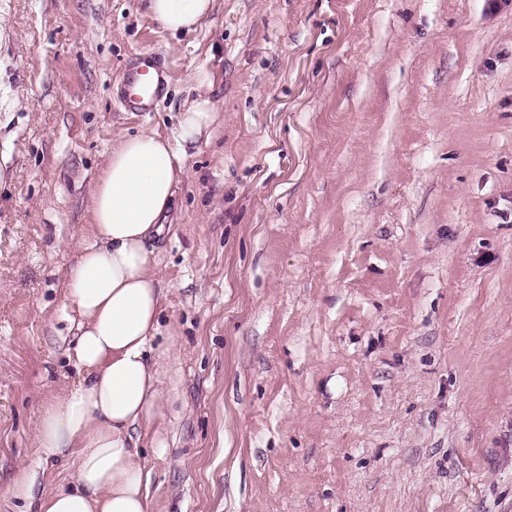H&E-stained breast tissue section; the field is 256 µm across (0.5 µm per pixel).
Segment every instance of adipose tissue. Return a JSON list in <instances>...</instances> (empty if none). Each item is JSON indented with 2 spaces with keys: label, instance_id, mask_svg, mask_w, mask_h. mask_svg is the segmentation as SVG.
Masks as SVG:
<instances>
[{
  "label": "adipose tissue",
  "instance_id": "ef3b65f1",
  "mask_svg": "<svg viewBox=\"0 0 512 512\" xmlns=\"http://www.w3.org/2000/svg\"><path fill=\"white\" fill-rule=\"evenodd\" d=\"M214 8L215 0L147 4L171 33L195 30ZM218 118L216 104L198 96L181 112L176 138L155 131L123 138L92 186V241L66 288L80 318L73 352L81 378L43 405L35 436L39 460L70 455L74 472L68 489L48 492L37 490L30 468H17L9 493L26 512H156L137 446L173 397L161 386L162 357L151 347L165 294L150 244L169 231L188 148Z\"/></svg>",
  "mask_w": 512,
  "mask_h": 512
}]
</instances>
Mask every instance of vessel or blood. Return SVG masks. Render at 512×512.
<instances>
[{
    "label": "vessel or blood",
    "mask_w": 512,
    "mask_h": 512,
    "mask_svg": "<svg viewBox=\"0 0 512 512\" xmlns=\"http://www.w3.org/2000/svg\"><path fill=\"white\" fill-rule=\"evenodd\" d=\"M168 74L158 57L144 53L125 67L120 104L127 112L151 111L167 81Z\"/></svg>",
    "instance_id": "obj_1"
}]
</instances>
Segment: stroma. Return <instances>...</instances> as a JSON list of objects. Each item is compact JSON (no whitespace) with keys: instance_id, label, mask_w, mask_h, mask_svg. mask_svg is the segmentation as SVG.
I'll return each mask as SVG.
<instances>
[{"instance_id":"obj_1","label":"stroma","mask_w":512,"mask_h":512,"mask_svg":"<svg viewBox=\"0 0 512 512\" xmlns=\"http://www.w3.org/2000/svg\"><path fill=\"white\" fill-rule=\"evenodd\" d=\"M162 54L154 111L130 58ZM210 93L155 273L175 404L157 512H512V0H0V512L65 488L38 409L79 379L64 294L113 144ZM216 0H148L152 18L171 33L191 32L214 11ZM168 73L158 57L142 53L125 67L120 104L125 112H151L167 81Z\"/></svg>"}]
</instances>
